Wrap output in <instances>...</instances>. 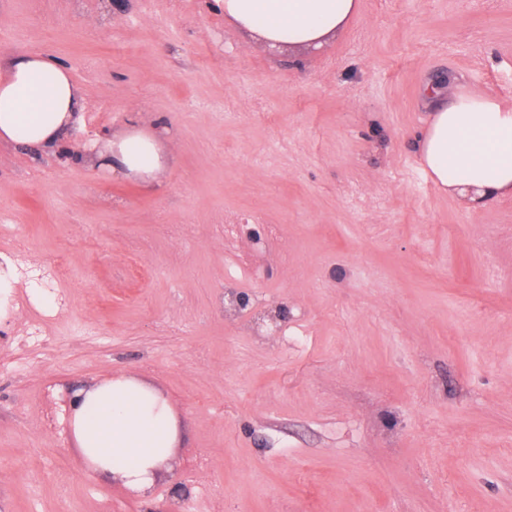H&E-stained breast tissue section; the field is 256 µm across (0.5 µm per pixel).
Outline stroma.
<instances>
[{"label":"stroma","mask_w":512,"mask_h":512,"mask_svg":"<svg viewBox=\"0 0 512 512\" xmlns=\"http://www.w3.org/2000/svg\"><path fill=\"white\" fill-rule=\"evenodd\" d=\"M211 3L0 0V60L80 86L75 144L169 130L150 181L0 143V512H512V197L416 147L428 88L512 108V0H358L282 56ZM121 374L183 428L145 498L69 431ZM0 261V320L2 315L7 316V309L11 296L18 283L12 261L7 257H2Z\"/></svg>","instance_id":"stroma-1"}]
</instances>
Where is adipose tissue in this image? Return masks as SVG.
Segmentation results:
<instances>
[{
  "instance_id": "obj_1",
  "label": "adipose tissue",
  "mask_w": 512,
  "mask_h": 512,
  "mask_svg": "<svg viewBox=\"0 0 512 512\" xmlns=\"http://www.w3.org/2000/svg\"><path fill=\"white\" fill-rule=\"evenodd\" d=\"M224 18L269 49L301 51L336 38L357 0H216ZM81 90L48 54L0 64V142L65 151L72 161L147 181L165 168L160 137L137 128L92 146L72 145L81 123ZM437 186L476 209L512 196V110L472 92L440 100L418 143ZM69 426L85 470L148 495L181 441L168 398L152 384L117 376L72 391Z\"/></svg>"
}]
</instances>
